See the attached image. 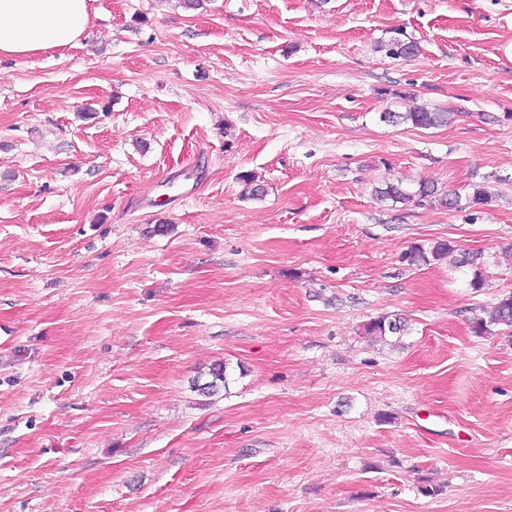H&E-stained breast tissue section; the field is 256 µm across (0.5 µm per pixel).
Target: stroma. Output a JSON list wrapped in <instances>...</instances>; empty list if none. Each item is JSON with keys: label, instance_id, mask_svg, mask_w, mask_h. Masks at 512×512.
<instances>
[{"label": "stroma", "instance_id": "1", "mask_svg": "<svg viewBox=\"0 0 512 512\" xmlns=\"http://www.w3.org/2000/svg\"><path fill=\"white\" fill-rule=\"evenodd\" d=\"M89 13L0 63V512H512V337L469 325L512 292V0ZM443 239L481 291L405 260ZM451 115H454L453 112L444 109L414 106L406 112L381 113L380 119L383 122L407 123L416 128L428 129L446 126ZM376 199L379 201L390 200L392 203H409L415 199H434L440 206L454 209L461 208L462 196L456 192L439 193L435 184L420 182L415 191H408L404 188L402 181L385 183L384 188L375 189ZM458 263L469 268L471 288L475 291L484 288L488 277V262L481 251L460 252ZM362 329L364 335L381 340H385L386 336H397L399 343L401 337L406 333L407 325L401 317L391 319L388 316H380L365 323Z\"/></svg>", "mask_w": 512, "mask_h": 512}]
</instances>
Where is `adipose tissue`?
Instances as JSON below:
<instances>
[{"label":"adipose tissue","mask_w":512,"mask_h":512,"mask_svg":"<svg viewBox=\"0 0 512 512\" xmlns=\"http://www.w3.org/2000/svg\"><path fill=\"white\" fill-rule=\"evenodd\" d=\"M88 23L87 0H0V61L69 46Z\"/></svg>","instance_id":"adipose-tissue-1"}]
</instances>
